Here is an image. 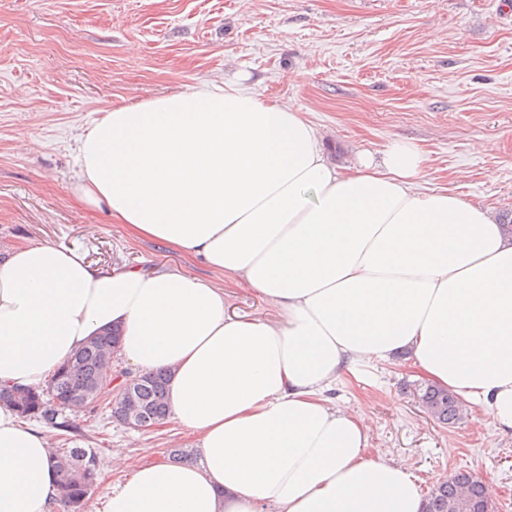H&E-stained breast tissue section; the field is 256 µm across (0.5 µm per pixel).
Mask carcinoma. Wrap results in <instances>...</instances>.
Listing matches in <instances>:
<instances>
[{
    "mask_svg": "<svg viewBox=\"0 0 512 512\" xmlns=\"http://www.w3.org/2000/svg\"><path fill=\"white\" fill-rule=\"evenodd\" d=\"M121 332L114 328L91 339L61 365L49 379V391L0 385V401L12 404L24 421L35 420L50 428L76 433L77 426L65 411L85 408L102 402L110 409V418L124 421L131 408L147 425H160L170 414L168 385L165 371L140 374L141 382L130 405L112 403V392L119 385L108 374L106 364L118 350ZM414 396L428 415L443 424H453L461 418L463 402L453 392L424 383L415 388ZM64 438L51 448L59 478L58 504L74 510L83 506L100 470L97 448L70 446ZM488 496L486 484L466 471L438 482L424 498L423 512H476V505Z\"/></svg>",
    "mask_w": 512,
    "mask_h": 512,
    "instance_id": "obj_1",
    "label": "carcinoma"
}]
</instances>
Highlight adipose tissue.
I'll list each match as a JSON object with an SVG mask.
<instances>
[{"label": "adipose tissue", "instance_id": "adipose-tissue-1", "mask_svg": "<svg viewBox=\"0 0 512 512\" xmlns=\"http://www.w3.org/2000/svg\"><path fill=\"white\" fill-rule=\"evenodd\" d=\"M83 198L201 259L281 311L225 314L224 291L176 272L102 273L45 241L0 262V383L41 387L98 334L139 372L171 373V417L200 464L129 465L104 512H421L408 469L370 457L368 420L330 393L405 352L427 380L512 430V237L448 191L428 156L329 164L290 108L201 84L104 113L80 148ZM59 496L45 436L0 403V512Z\"/></svg>", "mask_w": 512, "mask_h": 512}]
</instances>
